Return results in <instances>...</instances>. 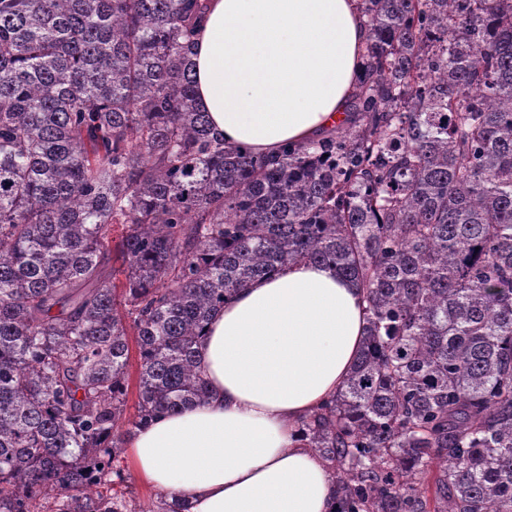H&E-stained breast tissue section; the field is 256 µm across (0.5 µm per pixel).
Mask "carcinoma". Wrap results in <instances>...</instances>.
I'll list each match as a JSON object with an SVG mask.
<instances>
[{
  "label": "carcinoma",
  "instance_id": "carcinoma-1",
  "mask_svg": "<svg viewBox=\"0 0 512 512\" xmlns=\"http://www.w3.org/2000/svg\"><path fill=\"white\" fill-rule=\"evenodd\" d=\"M205 2L0 0V512H191L138 501L123 444L205 399L225 297L298 262L367 303L300 425L339 512H512V0H361L346 123L275 155L199 107ZM135 337L129 336L130 345V362L128 368V396H127V409L126 416L132 418L136 414V405L138 401V376H139V359L137 355V348Z\"/></svg>",
  "mask_w": 512,
  "mask_h": 512
}]
</instances>
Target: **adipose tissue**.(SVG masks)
Segmentation results:
<instances>
[{"mask_svg":"<svg viewBox=\"0 0 512 512\" xmlns=\"http://www.w3.org/2000/svg\"><path fill=\"white\" fill-rule=\"evenodd\" d=\"M358 0H207L196 93L225 142L271 154L346 117L368 42ZM366 327L363 290L302 263L226 299L200 349L206 402L130 437L154 489L191 512H338V487L300 421L341 388Z\"/></svg>","mask_w":512,"mask_h":512,"instance_id":"1","label":"adipose tissue"}]
</instances>
